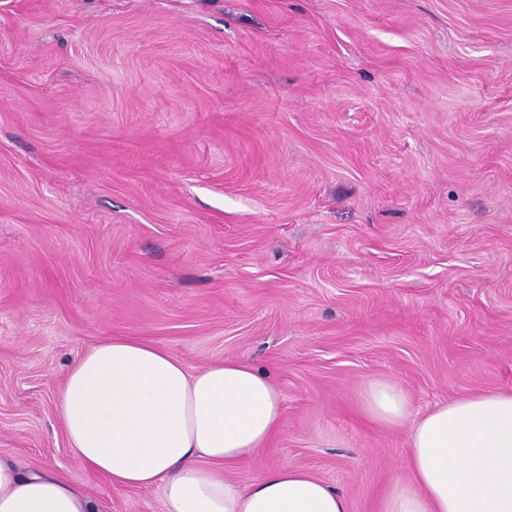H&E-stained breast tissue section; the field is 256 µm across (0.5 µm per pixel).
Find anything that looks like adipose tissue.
Segmentation results:
<instances>
[{
  "label": "adipose tissue",
  "instance_id": "1",
  "mask_svg": "<svg viewBox=\"0 0 512 512\" xmlns=\"http://www.w3.org/2000/svg\"><path fill=\"white\" fill-rule=\"evenodd\" d=\"M367 414L410 424L409 476L379 512H512V390H486L413 413L397 384L376 380ZM73 458L121 488L163 486L164 512H348L308 470L281 465L249 485L231 479L269 447L285 415L280 391L242 360L189 372L153 343L106 336L75 359L54 397ZM0 512H98L84 487L0 456Z\"/></svg>",
  "mask_w": 512,
  "mask_h": 512
}]
</instances>
